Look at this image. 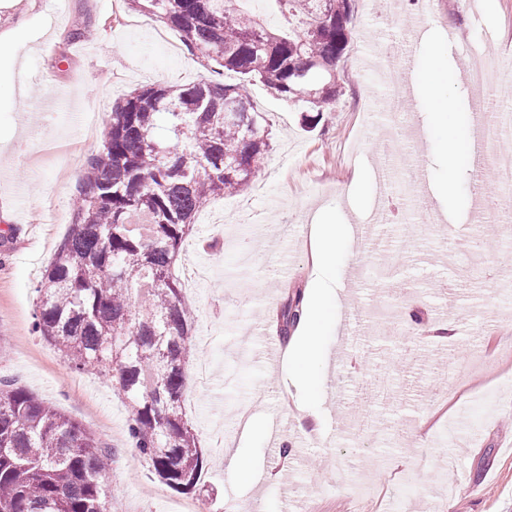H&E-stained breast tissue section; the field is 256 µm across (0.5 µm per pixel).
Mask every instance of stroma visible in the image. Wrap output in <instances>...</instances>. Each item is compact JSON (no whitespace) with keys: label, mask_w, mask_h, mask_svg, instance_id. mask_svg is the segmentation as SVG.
I'll list each match as a JSON object with an SVG mask.
<instances>
[{"label":"stroma","mask_w":512,"mask_h":512,"mask_svg":"<svg viewBox=\"0 0 512 512\" xmlns=\"http://www.w3.org/2000/svg\"><path fill=\"white\" fill-rule=\"evenodd\" d=\"M379 0H353L352 37L338 67L333 109L313 129L294 106L261 83L249 86L271 126V150L249 187L205 206L194 249L177 274L197 311V360L212 374L199 383L185 369L184 403L205 457L204 512L246 503L255 512H512V223L495 205L503 191L489 152L512 157L506 142H484L463 74L473 60L503 73L512 100V11L506 0H439L419 40L441 43L449 87L462 118L467 157L455 193L435 194L443 152L427 129L419 76L401 89L406 112L384 103L390 77L377 55L413 27L409 0L393 26ZM0 378L15 381L112 449L106 483L112 512H177L184 494L155 480L127 438L128 413L116 384L72 372L32 328L36 287L72 222L73 170L98 149L113 105L133 89L207 77L198 56L159 19L123 0H0ZM103 116L85 130L87 110ZM395 150L424 170L421 194L434 221L413 224L402 169L380 143L392 127ZM364 178L360 191L344 189ZM395 217L376 221L378 181ZM353 224L335 272L316 271L311 226L317 213ZM335 290L336 330L324 338L328 369L313 396L301 393L287 360L261 356L272 340L271 303L312 283ZM435 322L452 336H432ZM253 430L240 429V405ZM433 415L429 429L422 416ZM223 432L231 450L262 475L232 483L211 448Z\"/></svg>","instance_id":"obj_1"}]
</instances>
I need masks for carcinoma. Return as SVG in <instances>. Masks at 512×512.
<instances>
[{"label": "carcinoma", "instance_id": "1", "mask_svg": "<svg viewBox=\"0 0 512 512\" xmlns=\"http://www.w3.org/2000/svg\"><path fill=\"white\" fill-rule=\"evenodd\" d=\"M243 2L126 0L166 20L207 67L242 82L143 87L112 107L34 318L72 371L116 381L134 448L158 481L183 494L200 484L204 456L183 407L196 316L178 287L176 258L199 211L247 187L270 150L265 114L246 84L302 103L314 126L336 100V67L351 38L350 0H275L281 24ZM305 312L303 292L285 300L282 340ZM107 460L93 433L0 378V512H111Z\"/></svg>", "mask_w": 512, "mask_h": 512}]
</instances>
